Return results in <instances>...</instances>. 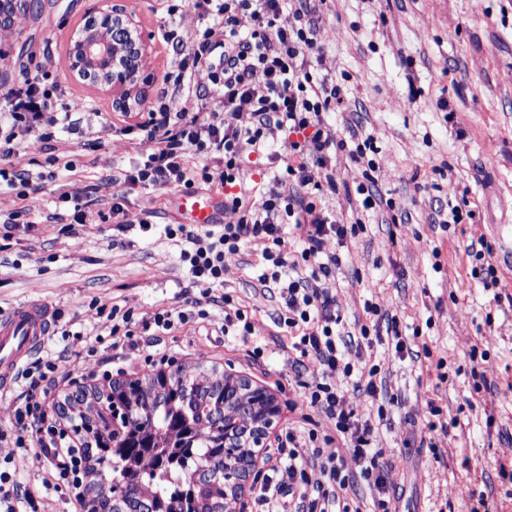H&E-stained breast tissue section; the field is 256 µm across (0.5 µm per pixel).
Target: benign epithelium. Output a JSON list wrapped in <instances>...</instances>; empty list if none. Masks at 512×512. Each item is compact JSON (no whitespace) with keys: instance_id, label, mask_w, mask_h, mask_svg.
Listing matches in <instances>:
<instances>
[{"instance_id":"obj_1","label":"benign epithelium","mask_w":512,"mask_h":512,"mask_svg":"<svg viewBox=\"0 0 512 512\" xmlns=\"http://www.w3.org/2000/svg\"><path fill=\"white\" fill-rule=\"evenodd\" d=\"M32 0H0V29L12 30ZM148 44L135 14L95 0L88 9L86 23L75 29L69 40L70 70L74 77L107 87L112 106L121 112L144 103L149 78L145 75ZM242 382L263 403V409L245 417L239 408L224 409V447L263 448L276 426L279 406L264 388L246 377L227 375Z\"/></svg>"}]
</instances>
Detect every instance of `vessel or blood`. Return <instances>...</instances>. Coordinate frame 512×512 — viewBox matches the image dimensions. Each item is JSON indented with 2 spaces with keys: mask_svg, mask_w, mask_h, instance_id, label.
<instances>
[{
  "mask_svg": "<svg viewBox=\"0 0 512 512\" xmlns=\"http://www.w3.org/2000/svg\"><path fill=\"white\" fill-rule=\"evenodd\" d=\"M180 207L189 212L195 224L213 221L211 199L187 193L180 197ZM56 323L53 308L41 301H25L0 314V387L11 385L18 371L50 335Z\"/></svg>",
  "mask_w": 512,
  "mask_h": 512,
  "instance_id": "1",
  "label": "vessel or blood"
}]
</instances>
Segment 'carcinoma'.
<instances>
[{
  "label": "carcinoma",
  "instance_id": "cac0c4a2",
  "mask_svg": "<svg viewBox=\"0 0 512 512\" xmlns=\"http://www.w3.org/2000/svg\"><path fill=\"white\" fill-rule=\"evenodd\" d=\"M224 378L178 370L67 397L63 418L98 465L88 512H225L249 449L224 447Z\"/></svg>",
  "mask_w": 512,
  "mask_h": 512
}]
</instances>
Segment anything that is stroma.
I'll list each match as a JSON object with an SVG mask.
<instances>
[{"mask_svg":"<svg viewBox=\"0 0 512 512\" xmlns=\"http://www.w3.org/2000/svg\"><path fill=\"white\" fill-rule=\"evenodd\" d=\"M140 16L149 45V97L157 99L175 72V54L164 35L176 24L156 0H112ZM39 19L21 18L0 31V113L5 93L44 69L51 80L86 107L95 146L79 148L80 134L56 124L48 149L32 146V172L46 173L41 190L23 198L0 183V217L26 211L31 230L0 226V311L41 300L56 311L54 335L43 346L72 370L83 344L74 333L107 317L91 300L135 314L157 308L187 309L202 298L206 283L194 281L180 258L181 246L165 227L189 223L178 209L179 191L125 186L131 210L157 214L150 233L118 231L101 222L116 187L113 178L132 170L142 149L115 127L139 122L136 112H119L112 96L73 78L67 52L71 32L85 21L91 0H41ZM319 41L325 49L320 75L344 86V101L323 120L345 137L349 127L372 135L377 184L406 211L394 224L386 208L370 211L364 233L347 242L328 237L336 254L332 292L344 314V359L351 375L332 382L360 420L372 428L371 449L391 463L387 482L399 493L397 512H469L487 498L495 512H512V479L499 463L512 462V0H324ZM446 100L440 110L438 100ZM452 121H445V111ZM495 144L487 159L486 144ZM55 164H47V157ZM469 188L480 218L445 226L435 214L453 190ZM80 197L85 222L78 228L48 223L60 191ZM486 237L494 247L497 275L508 298L471 275L466 249ZM264 248L254 241L241 254L224 258V293L247 310L254 336H227L224 313L213 322L188 323L162 336L157 348L133 356L137 376L181 367L205 380L231 372L272 394L279 407L278 430L308 415L309 428L335 435L332 420L311 409L290 410L310 372L275 322L277 293L259 280ZM400 318L403 351H396L388 322L362 337L365 304ZM488 351V360L479 351ZM378 366L384 388L369 394L360 379ZM495 383L481 389L482 380ZM440 415H432L430 406ZM438 423L429 431V423ZM431 436L432 447H404L406 436Z\"/></svg>","mask_w":512,"mask_h":512,"instance_id":"35a3bbf8","label":"stroma"}]
</instances>
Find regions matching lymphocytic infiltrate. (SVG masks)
I'll return each instance as SVG.
<instances>
[{"label":"lymphocytic infiltrate","instance_id":"f902f5d3","mask_svg":"<svg viewBox=\"0 0 512 512\" xmlns=\"http://www.w3.org/2000/svg\"><path fill=\"white\" fill-rule=\"evenodd\" d=\"M322 4L323 0H188L179 7L167 6V13L180 16L179 27L166 34L179 71L150 107L146 120L119 128V135L135 136L144 148L141 162L126 172L123 181L188 191L196 183L210 182L211 163L222 165L224 207L235 214V222L216 231L169 224L165 233L181 244L180 256L193 279L215 288L208 302L223 307L225 335L252 336L256 328L247 312L222 292L224 258L238 254L249 242L264 244L260 280L283 300L277 324L287 328L301 366L313 377L302 400L333 419L337 431L336 436L324 438L310 433L305 446L294 431H286L257 495L264 512H274L275 503L286 495L298 499L297 512H337L340 494L349 485L345 470L351 461L371 488L377 512H392L387 467L369 451L371 427L359 421L331 384L336 371L347 374L351 366L342 351L343 317L327 286L338 258L325 253L324 243L331 236L342 242L358 237L365 230L364 212L376 205L386 206L391 223H403L405 215L397 211L395 200L382 199L371 177L355 189L362 214L346 220L324 204L327 194L339 191L334 155L347 151L371 174L378 148L370 136L353 133L345 140L337 138L321 118L343 101L342 84L314 75L324 50L318 40ZM245 17L251 25L244 30L240 21ZM219 48L224 56L217 59L213 53ZM213 88L220 91L223 110L203 117L176 109L180 98L204 96ZM7 101L8 112L0 115V180L19 187L25 197L39 189L23 165L25 147L52 138L41 129L45 113L58 112L62 124L76 129L84 106L40 75L10 89ZM244 112L251 117L246 126L239 123ZM273 126L287 134V154L268 143L266 132ZM251 154L283 162L284 169L268 180L248 178L244 158ZM294 235L304 246L291 255L287 247ZM209 317L207 309L193 313L159 308L137 319L115 306L109 313L111 347L136 351L142 344L138 332L161 334L190 319ZM20 377L25 401L15 410L17 452L0 464V512H35V498L18 481L33 470L49 466L54 480L75 489L81 485L82 462L76 449L37 414L41 398L57 383L70 381V373L59 370L48 356L23 368ZM344 447L350 457L341 455Z\"/></svg>","mask_w":512,"mask_h":512}]
</instances>
